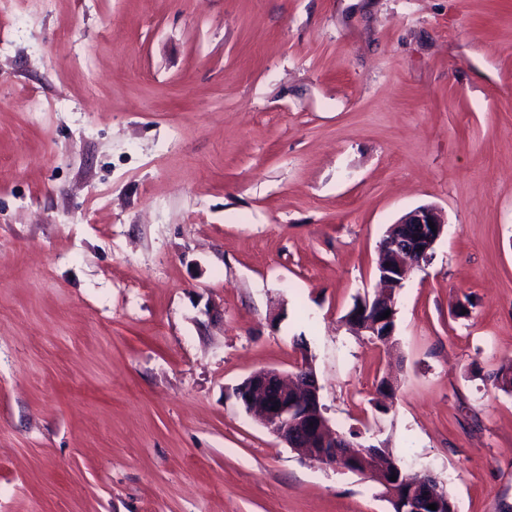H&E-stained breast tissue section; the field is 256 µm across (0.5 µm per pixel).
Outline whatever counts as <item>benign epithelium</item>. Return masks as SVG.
Returning <instances> with one entry per match:
<instances>
[{
    "mask_svg": "<svg viewBox=\"0 0 512 512\" xmlns=\"http://www.w3.org/2000/svg\"><path fill=\"white\" fill-rule=\"evenodd\" d=\"M444 229L445 221L433 206L414 209L392 226L381 247L383 266L378 275L383 291L371 301L362 300L361 308L376 304L373 315L360 312V308L352 310L349 319L354 333L383 345L390 341L394 334L390 322L395 317V292L410 269L431 259ZM387 310L390 316L384 319ZM236 395L245 410L258 417L273 435L313 460L315 439H321L324 445L336 444V434L330 432L322 412L320 386L314 375L286 381L274 369L259 370L236 388ZM364 474L382 488L383 497L399 507V512H425V502L388 481L378 468L367 467Z\"/></svg>",
    "mask_w": 512,
    "mask_h": 512,
    "instance_id": "obj_1",
    "label": "benign epithelium"
}]
</instances>
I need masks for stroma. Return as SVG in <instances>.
I'll return each instance as SVG.
<instances>
[{
    "instance_id": "35a3bbf8",
    "label": "stroma",
    "mask_w": 512,
    "mask_h": 512,
    "mask_svg": "<svg viewBox=\"0 0 512 512\" xmlns=\"http://www.w3.org/2000/svg\"><path fill=\"white\" fill-rule=\"evenodd\" d=\"M305 360L332 428L512 512V0H0V512H391L237 398ZM429 221L434 223L435 232H432ZM404 225L416 226V232L412 237H402L398 233H393L395 229ZM444 229L445 221L433 206L414 209L389 228L390 231L388 230L389 233H387L389 238L380 247L383 266H379L378 275L384 290L371 301L362 300L361 305L356 301L355 309H351L352 312L348 317L354 333L359 336H368L371 341L383 345L390 341L395 329L394 326L389 325L395 317V292L401 288L410 269L420 267L423 262L426 263L431 259L435 245L442 237ZM371 303L376 304V310L372 316L368 317ZM365 307H367L366 312H364ZM360 308H363V313H360ZM387 310H390V316L381 319Z\"/></svg>"
}]
</instances>
